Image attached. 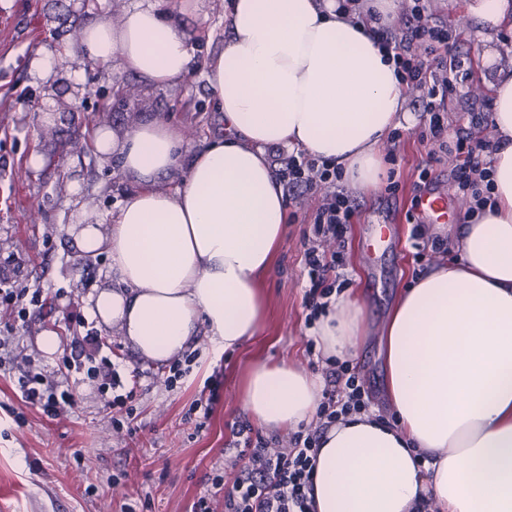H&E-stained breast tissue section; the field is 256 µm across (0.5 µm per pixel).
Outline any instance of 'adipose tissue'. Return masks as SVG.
Wrapping results in <instances>:
<instances>
[{
	"label": "adipose tissue",
	"instance_id": "obj_1",
	"mask_svg": "<svg viewBox=\"0 0 512 512\" xmlns=\"http://www.w3.org/2000/svg\"><path fill=\"white\" fill-rule=\"evenodd\" d=\"M350 15L335 0H231L230 35L209 64L224 123L188 167L183 131L156 118L116 136L99 127L95 152L118 159L137 183L109 224L78 225L84 253L108 252L118 284L92 310L119 324L146 358L178 356L206 324L214 351L231 352L263 318L260 277L286 223L272 149L302 150L342 168L355 188H376L389 132L408 120L406 88L373 34L398 0H365ZM484 41L512 27V0L469 7ZM102 69L120 62L168 86L191 71L194 48L159 0H134L119 22L79 35ZM494 90L490 155L493 209L465 211L451 239L458 260L437 264L397 299L383 330L386 400L394 414H351L321 440L315 512H512V67L486 74ZM174 190L159 183L173 174ZM364 334L360 301L342 293L320 318L324 356L352 360ZM318 375L260 362L244 383L257 423L287 431L309 423L322 400Z\"/></svg>",
	"mask_w": 512,
	"mask_h": 512
}]
</instances>
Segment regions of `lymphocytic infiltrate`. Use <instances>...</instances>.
Masks as SVG:
<instances>
[{"label":"lymphocytic infiltrate","instance_id":"f902f5d3","mask_svg":"<svg viewBox=\"0 0 512 512\" xmlns=\"http://www.w3.org/2000/svg\"><path fill=\"white\" fill-rule=\"evenodd\" d=\"M410 2L406 26L399 30L382 26L377 35L392 52L403 83L421 92L420 134L433 145L434 151L429 155V165L418 174L419 182L429 184L431 162L437 161L439 155H448L455 162L453 172L459 189L470 192L475 205H484L491 199L486 158L493 146L463 129L449 133L445 123L448 98L455 90L452 76L460 66L458 40L446 26L432 23L426 0ZM280 164V176L286 180L289 192L325 194L312 227L304 235V263L309 281L304 295L308 310L305 325L310 328L336 294L329 283L336 264L327 259L326 248L341 241L347 224L353 223L358 213V205L340 188L341 175L334 165L303 154L288 155ZM47 301L42 288L32 287L15 276L0 275V309L13 321H27L31 308L46 306ZM66 369V374L57 379L25 370L17 379L22 401L42 408L48 415H61L75 399L71 374H83L99 381L101 391L111 392L109 404L116 413L112 424L115 429H123L125 418L133 414L129 404L133 393L127 390L111 358L92 354L73 357L67 359ZM326 375L331 387L324 392L316 425L301 428L285 445L278 437H266L253 433L249 426H238L232 432V455L216 466L210 489L197 496L191 512H213L211 504L219 496L224 499V512H314L311 475L322 434L347 415L368 406L364 383L347 364L328 363Z\"/></svg>","mask_w":512,"mask_h":512}]
</instances>
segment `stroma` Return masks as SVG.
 I'll return each instance as SVG.
<instances>
[{"mask_svg": "<svg viewBox=\"0 0 512 512\" xmlns=\"http://www.w3.org/2000/svg\"><path fill=\"white\" fill-rule=\"evenodd\" d=\"M230 0H193L188 10L167 7L171 18L195 48V65L178 84L153 87L121 65L102 70L83 58L66 66L64 79H78L88 96L77 112L48 121L38 107L48 84L36 78L30 62L41 51L56 61L72 56L69 26L98 18L117 19L132 0H95L83 13H74L72 0H0V257L15 256L20 279L64 294L43 310L31 311L25 326L12 336L15 351L41 362L45 375L60 376L63 357L90 353L84 330L67 326L63 314L73 310L91 321L101 346L124 376L139 372L130 430H115L112 411L95 383L78 384L75 404L67 417L56 419L23 403L13 381L0 377V512H120L126 498L143 502V512H190L199 492L208 485L215 461L224 455L235 423L250 421L242 385L259 361H286L304 370H321L317 350L311 349V330L305 328L304 233L323 202L322 194L287 197L283 238L270 271L259 290L264 314L256 336L230 355H213L209 338L199 334L189 345L196 359L180 387L167 386L169 366L141 356L118 326L95 320L90 299L115 284L107 253L80 252L70 234L77 224H106L137 185L118 164L98 158L88 147L86 120L102 102L112 110L107 127L125 134L139 123L163 117L184 126L195 152L204 137L221 133L223 123L210 96L206 61L224 48ZM471 0H430L433 18L459 35V51L469 76L448 100V128H472L475 136L493 139L491 123L474 127L472 114L492 112L490 91L474 94L488 67L486 46L476 23L467 21ZM410 119L401 136L388 141L386 172L398 184L395 199L386 189L355 192L361 212L344 236V291L362 302L368 334L353 366L370 392V409L390 417L384 397V367L379 335L397 295L414 277L445 254H416L413 232L423 238H447L461 223L464 198L453 178L452 159L433 164V186L448 195L449 221L434 223L412 210L418 194L419 166L428 162L429 143L419 135L418 97L409 94ZM39 164H31V155ZM41 217L31 223L33 203ZM393 224L397 239L387 250L370 252L379 225ZM54 333L58 347L46 353L40 346L45 333ZM213 397V415L196 429L188 418L191 403Z\"/></svg>", "mask_w": 512, "mask_h": 512, "instance_id": "1", "label": "stroma"}]
</instances>
